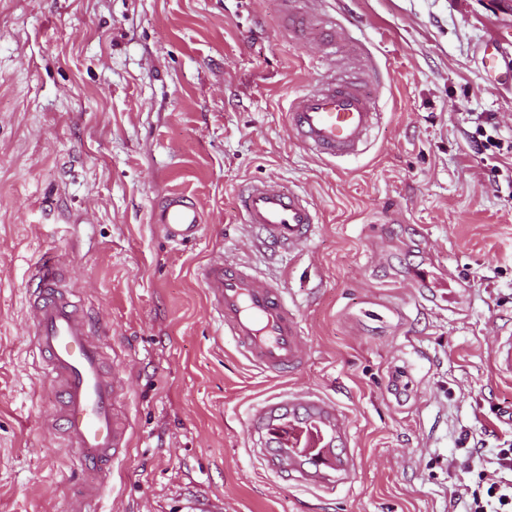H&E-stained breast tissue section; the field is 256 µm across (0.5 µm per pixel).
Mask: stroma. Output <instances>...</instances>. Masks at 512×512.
<instances>
[{
  "instance_id": "1",
  "label": "stroma",
  "mask_w": 512,
  "mask_h": 512,
  "mask_svg": "<svg viewBox=\"0 0 512 512\" xmlns=\"http://www.w3.org/2000/svg\"><path fill=\"white\" fill-rule=\"evenodd\" d=\"M281 0H0V512H67L73 450L45 428L55 387L29 351L26 300L43 254L100 321L132 442L103 512H454L468 448L512 428V377L491 367L512 327V83L482 47L512 26L495 0H321L336 55L376 76L364 154L314 157L286 130L323 70ZM263 179L319 222L288 253L239 215ZM206 222L188 245L152 221L169 194ZM223 258L280 283L308 344L279 378L210 316L200 267ZM306 389L349 420L355 467L332 490L281 477L248 432L254 406ZM474 134L471 137V142L474 143L480 154L484 155L482 157L483 162H485L484 166L498 167L500 157L504 155V153H501L500 143L494 140L492 135H487L485 127L481 124L476 127ZM220 499L206 494H190L185 498V512H221Z\"/></svg>"
}]
</instances>
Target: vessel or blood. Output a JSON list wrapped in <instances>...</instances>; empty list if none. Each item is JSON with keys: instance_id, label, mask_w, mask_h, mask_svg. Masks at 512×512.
<instances>
[{"instance_id": "obj_1", "label": "vessel or blood", "mask_w": 512, "mask_h": 512, "mask_svg": "<svg viewBox=\"0 0 512 512\" xmlns=\"http://www.w3.org/2000/svg\"><path fill=\"white\" fill-rule=\"evenodd\" d=\"M286 7L294 39L335 46V30L315 29L309 12L299 9L295 0H287ZM367 85L366 77L358 74L317 78L313 88L290 101L289 135L323 160L362 154L381 118ZM242 215L245 223L258 228L264 242L291 252L310 240L318 222L309 200L265 182L247 188ZM153 222L170 240L185 243L198 238L204 215L196 202L174 193L155 208ZM199 277L212 316L248 362L271 375L292 373L304 365L303 330L277 282L220 259L202 265ZM33 278L35 288L27 302L29 334L43 372L58 393L47 425L75 451L77 483L70 512H100L112 465L129 444V427L116 410L124 383L105 369L107 345L97 323L76 300L65 263L45 257ZM491 356L498 372L512 375V331L497 332ZM249 429L271 448L268 466L289 479L330 489L343 483L355 466L347 452L349 422L332 400L320 395L296 391L263 403L255 408Z\"/></svg>"}]
</instances>
